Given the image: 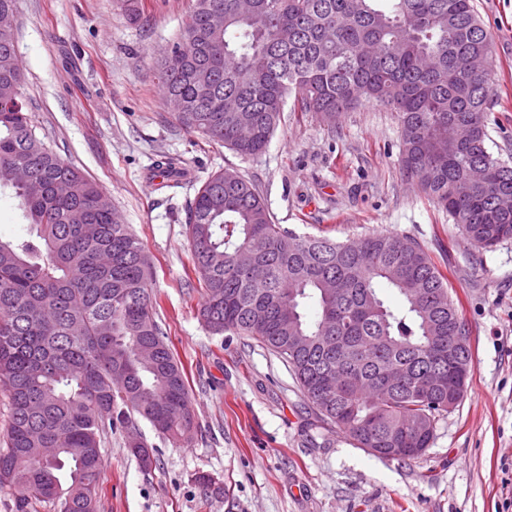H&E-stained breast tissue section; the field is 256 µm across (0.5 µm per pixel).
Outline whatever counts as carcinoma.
<instances>
[{"instance_id":"1","label":"carcinoma","mask_w":512,"mask_h":512,"mask_svg":"<svg viewBox=\"0 0 512 512\" xmlns=\"http://www.w3.org/2000/svg\"><path fill=\"white\" fill-rule=\"evenodd\" d=\"M194 0L157 59L163 98L188 133L242 158L270 143L287 98L331 122L364 99L394 112L400 170L479 249L512 239V162L488 141L492 40L473 0ZM224 15V27L209 18ZM12 33L0 31V187L35 238L0 239V391L9 423L0 489L11 512H97L101 448L120 432L149 470L138 419L176 442L196 434L184 371L158 323L153 265L112 200L37 133ZM215 334L250 336L289 367L316 414L362 448L423 456L471 352L468 329L424 247L398 233L348 242L299 235L230 170L198 189L186 226ZM394 289L388 305L378 284ZM314 300L317 319L302 313ZM338 373L329 385L324 372ZM422 419L428 429L410 423ZM56 448L44 464V449ZM67 486H62V482Z\"/></svg>"}]
</instances>
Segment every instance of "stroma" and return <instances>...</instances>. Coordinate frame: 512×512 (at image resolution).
<instances>
[{"label":"stroma","mask_w":512,"mask_h":512,"mask_svg":"<svg viewBox=\"0 0 512 512\" xmlns=\"http://www.w3.org/2000/svg\"><path fill=\"white\" fill-rule=\"evenodd\" d=\"M493 35L492 152L512 154V0H473ZM18 0L15 44L34 121L60 157L111 198L151 257L157 319L181 363L198 423L192 442L141 430L156 464L143 470L120 436L102 449L98 512H506L512 485V240L484 252L399 170L394 112L363 103L335 125L284 110L254 158L184 131L161 94L156 58L192 0ZM185 162L176 188L155 185L161 157ZM253 181L275 223L344 242L373 232L420 241L469 330L472 368L424 456L370 454L322 422L288 367L256 340L214 335L186 210L212 173ZM209 477L202 486L200 477Z\"/></svg>","instance_id":"1"}]
</instances>
